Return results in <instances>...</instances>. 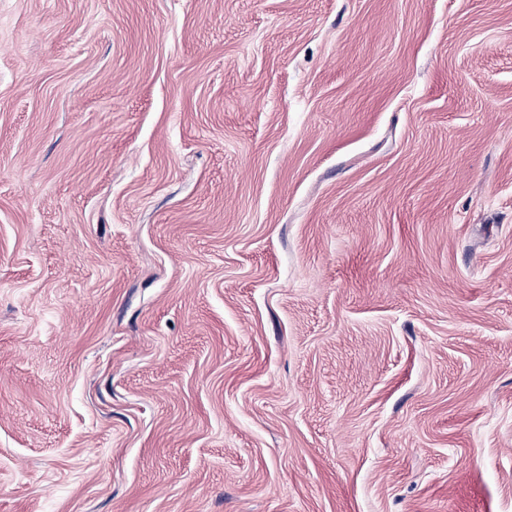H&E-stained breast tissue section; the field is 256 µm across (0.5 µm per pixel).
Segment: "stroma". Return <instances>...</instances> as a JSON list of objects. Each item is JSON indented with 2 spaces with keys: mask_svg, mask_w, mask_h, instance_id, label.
I'll return each instance as SVG.
<instances>
[{
  "mask_svg": "<svg viewBox=\"0 0 512 512\" xmlns=\"http://www.w3.org/2000/svg\"><path fill=\"white\" fill-rule=\"evenodd\" d=\"M0 512H512V0H0Z\"/></svg>",
  "mask_w": 512,
  "mask_h": 512,
  "instance_id": "obj_1",
  "label": "stroma"
}]
</instances>
